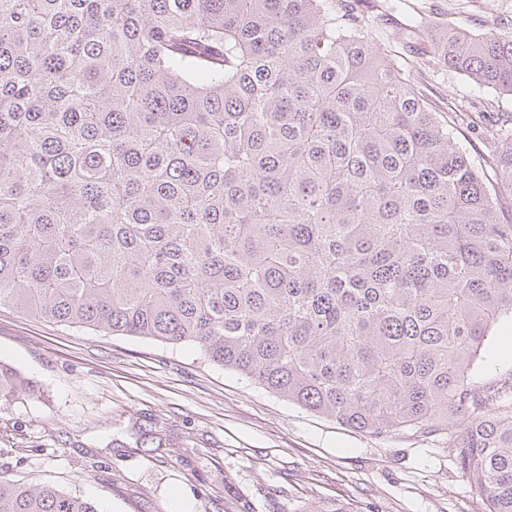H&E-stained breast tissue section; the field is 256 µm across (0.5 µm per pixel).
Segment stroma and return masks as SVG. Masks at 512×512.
<instances>
[{
    "label": "stroma",
    "instance_id": "stroma-1",
    "mask_svg": "<svg viewBox=\"0 0 512 512\" xmlns=\"http://www.w3.org/2000/svg\"><path fill=\"white\" fill-rule=\"evenodd\" d=\"M396 0L368 31L405 61L420 45L402 39L426 13L434 36L448 25L484 32L512 20V0ZM437 111L465 109L473 88L454 73L424 74ZM0 361L36 387L0 411V475L51 483L99 512H483L448 437H383L312 414L192 344L169 345L31 320L0 309ZM512 372V321L494 330L473 372ZM169 445L134 447L138 428Z\"/></svg>",
    "mask_w": 512,
    "mask_h": 512
}]
</instances>
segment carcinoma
Listing matches in <instances>:
<instances>
[{"instance_id": "cac0c4a2", "label": "carcinoma", "mask_w": 512, "mask_h": 512, "mask_svg": "<svg viewBox=\"0 0 512 512\" xmlns=\"http://www.w3.org/2000/svg\"><path fill=\"white\" fill-rule=\"evenodd\" d=\"M359 2L0 0V308L192 343L375 436L459 419L474 494L512 512V376L470 374L512 316V125L474 97L478 166L420 82L512 96V27L402 65ZM21 393L0 362V408ZM0 512L98 510L0 476Z\"/></svg>"}]
</instances>
